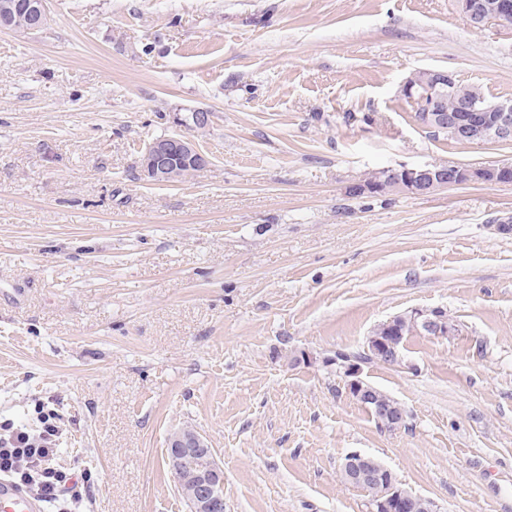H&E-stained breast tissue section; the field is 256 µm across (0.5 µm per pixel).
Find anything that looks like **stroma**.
<instances>
[{
    "label": "stroma",
    "mask_w": 512,
    "mask_h": 512,
    "mask_svg": "<svg viewBox=\"0 0 512 512\" xmlns=\"http://www.w3.org/2000/svg\"><path fill=\"white\" fill-rule=\"evenodd\" d=\"M420 69L512 100V25L455 0H50L0 29V421L56 409L80 512H188L166 464L190 426L224 512H371L346 457L437 512H512V183L350 195L373 173L512 162L429 136ZM203 109V129L176 117ZM189 136L201 169L141 158ZM440 308L360 377L406 412L379 429L329 360ZM180 159L189 167L201 168L207 162L206 156L196 144L183 134L173 135L152 142L141 160V172L144 177L162 181L169 176V164ZM418 321L424 332L434 336H446L452 331L448 318L441 309L417 310L411 314Z\"/></svg>",
    "instance_id": "stroma-1"
}]
</instances>
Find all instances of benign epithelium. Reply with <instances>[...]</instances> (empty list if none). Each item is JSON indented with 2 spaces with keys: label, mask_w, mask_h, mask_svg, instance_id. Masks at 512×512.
<instances>
[{
  "label": "benign epithelium",
  "mask_w": 512,
  "mask_h": 512,
  "mask_svg": "<svg viewBox=\"0 0 512 512\" xmlns=\"http://www.w3.org/2000/svg\"><path fill=\"white\" fill-rule=\"evenodd\" d=\"M471 25L483 28L497 22L512 24V0H457ZM456 86L452 73L446 70H426L419 86L407 81L401 92L405 96L419 95L426 101L425 111L419 113L416 122L426 128H440L448 136L480 145L489 142L512 140V101H491L480 106L464 104L456 112L441 108V96ZM181 160L189 167L200 168L207 162L206 156L196 144L183 134L173 135L151 143L141 160L144 177L160 182L169 176V164ZM387 178L402 188L418 195L431 194L439 189L470 182L505 184L512 182L511 163H490L479 166L443 165L425 163L416 166L401 165L388 169ZM424 332L434 336H446L452 331L448 318L440 309L417 310L411 314ZM401 340L395 337L380 339L374 352L383 362H398ZM351 376L348 388L356 397L371 400V391L363 387L358 377L359 367L347 369ZM374 411L380 414L377 423L405 418L401 407L378 403ZM167 464L178 490L189 503L190 512H224V469L216 460L202 435L193 429H183L169 438ZM345 481L355 487L369 483H382L388 497L379 506L381 512H408L410 492L401 488L392 472L376 458L354 452L347 456L343 465Z\"/></svg>",
  "instance_id": "benign-epithelium-1"
}]
</instances>
